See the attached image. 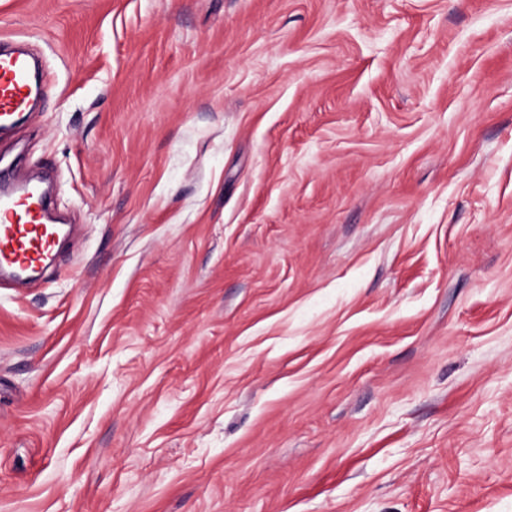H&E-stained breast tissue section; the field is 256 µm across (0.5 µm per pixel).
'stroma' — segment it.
I'll return each instance as SVG.
<instances>
[{
    "label": "stroma",
    "instance_id": "stroma-1",
    "mask_svg": "<svg viewBox=\"0 0 512 512\" xmlns=\"http://www.w3.org/2000/svg\"><path fill=\"white\" fill-rule=\"evenodd\" d=\"M72 235L0 285V512H512V0H0Z\"/></svg>",
    "mask_w": 512,
    "mask_h": 512
}]
</instances>
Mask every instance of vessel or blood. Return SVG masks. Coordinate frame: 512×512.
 Listing matches in <instances>:
<instances>
[{
    "instance_id": "1",
    "label": "vessel or blood",
    "mask_w": 512,
    "mask_h": 512,
    "mask_svg": "<svg viewBox=\"0 0 512 512\" xmlns=\"http://www.w3.org/2000/svg\"><path fill=\"white\" fill-rule=\"evenodd\" d=\"M30 86L27 60L0 50V130L10 127ZM57 230L46 216L41 189L0 190V269H36L48 262Z\"/></svg>"
}]
</instances>
